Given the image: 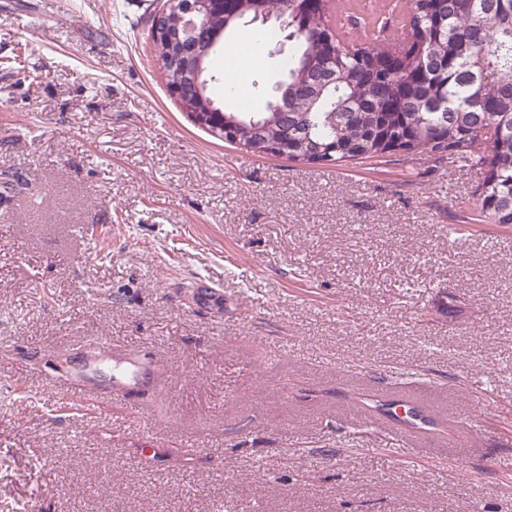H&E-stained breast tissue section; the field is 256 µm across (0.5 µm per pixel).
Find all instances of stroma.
Instances as JSON below:
<instances>
[{"label": "stroma", "mask_w": 512, "mask_h": 512, "mask_svg": "<svg viewBox=\"0 0 512 512\" xmlns=\"http://www.w3.org/2000/svg\"><path fill=\"white\" fill-rule=\"evenodd\" d=\"M158 3L0 0V512H512V224L453 232L479 170L214 139ZM278 29L252 26L258 105ZM100 341L166 383L83 407L58 358ZM357 390L479 433L389 455Z\"/></svg>", "instance_id": "35a3bbf8"}]
</instances>
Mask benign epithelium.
<instances>
[{
  "label": "benign epithelium",
  "instance_id": "7a95c632",
  "mask_svg": "<svg viewBox=\"0 0 512 512\" xmlns=\"http://www.w3.org/2000/svg\"><path fill=\"white\" fill-rule=\"evenodd\" d=\"M228 22L250 19L265 24L271 20L288 30V9L274 14L262 7V0H166L154 16L153 42L165 45L161 68L174 76L171 90L182 107L195 106L196 121L203 125L220 124L224 131L237 121L207 96L210 57L218 47L224 29L213 24L216 18ZM272 111H288V90L281 81L275 85L274 99L267 103Z\"/></svg>",
  "mask_w": 512,
  "mask_h": 512
}]
</instances>
